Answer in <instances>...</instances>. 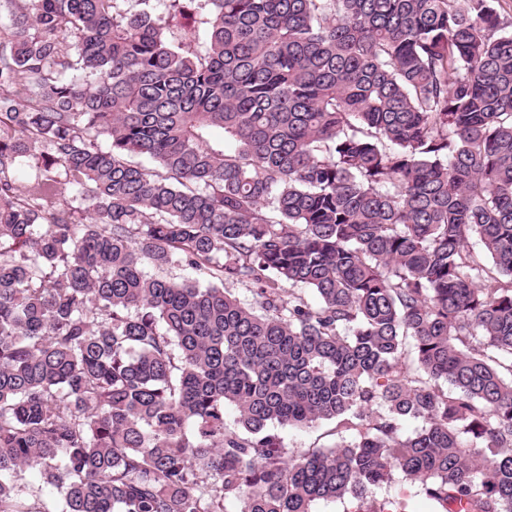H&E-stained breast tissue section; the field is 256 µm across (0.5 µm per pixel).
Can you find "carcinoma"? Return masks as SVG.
Returning a JSON list of instances; mask_svg holds the SVG:
<instances>
[{
	"label": "carcinoma",
	"instance_id": "carcinoma-1",
	"mask_svg": "<svg viewBox=\"0 0 512 512\" xmlns=\"http://www.w3.org/2000/svg\"><path fill=\"white\" fill-rule=\"evenodd\" d=\"M123 2L0 0V512H512L497 0ZM335 423L322 421L311 427L288 426L281 429L288 455H298L308 448L331 446L337 439Z\"/></svg>",
	"mask_w": 512,
	"mask_h": 512
}]
</instances>
